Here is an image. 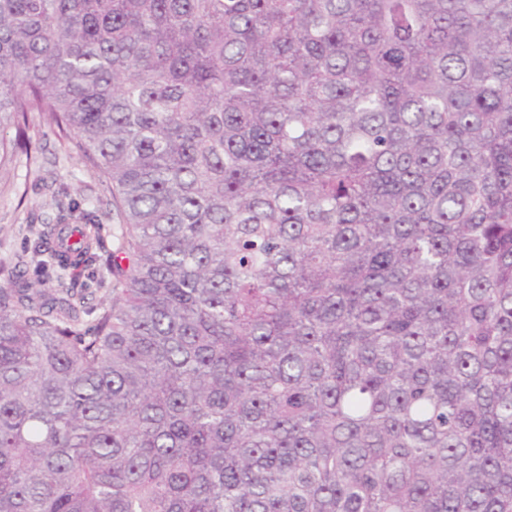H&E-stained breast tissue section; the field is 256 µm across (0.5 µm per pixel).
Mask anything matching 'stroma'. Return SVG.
Returning a JSON list of instances; mask_svg holds the SVG:
<instances>
[{"instance_id": "35a3bbf8", "label": "stroma", "mask_w": 512, "mask_h": 512, "mask_svg": "<svg viewBox=\"0 0 512 512\" xmlns=\"http://www.w3.org/2000/svg\"><path fill=\"white\" fill-rule=\"evenodd\" d=\"M31 136V154H18L0 174V269L13 267L16 257L25 253L32 231L54 217L53 190L66 189L79 201L110 197L100 175L57 131L40 123ZM64 283L86 289L91 308L112 298V276L100 263L70 269Z\"/></svg>"}]
</instances>
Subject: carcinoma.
<instances>
[{
	"label": "carcinoma",
	"instance_id": "1",
	"mask_svg": "<svg viewBox=\"0 0 512 512\" xmlns=\"http://www.w3.org/2000/svg\"><path fill=\"white\" fill-rule=\"evenodd\" d=\"M34 117L123 232L0 285V512H512V0H0ZM101 255V261L95 265L79 266L68 271L65 284L66 286H74V288H90L89 293L85 295V302L88 307L94 309L90 317H86L91 321L97 314V307L106 305L112 299V274L107 273L103 266L105 256ZM100 281H103L100 284Z\"/></svg>",
	"mask_w": 512,
	"mask_h": 512
}]
</instances>
